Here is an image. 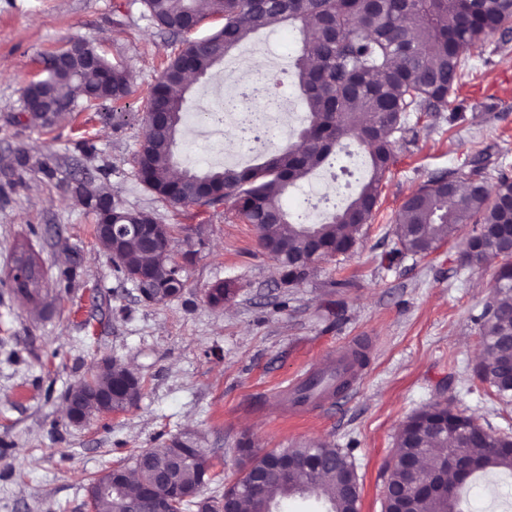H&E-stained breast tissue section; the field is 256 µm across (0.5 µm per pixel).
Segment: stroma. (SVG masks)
I'll return each mask as SVG.
<instances>
[{
    "label": "stroma",
    "mask_w": 512,
    "mask_h": 512,
    "mask_svg": "<svg viewBox=\"0 0 512 512\" xmlns=\"http://www.w3.org/2000/svg\"><path fill=\"white\" fill-rule=\"evenodd\" d=\"M223 24L210 16L173 35L150 21L140 0H0V512H88L93 479L191 434L212 463L203 497L221 498L239 477V443L259 454L315 443L349 453L360 512H383L385 468L413 412L446 402L490 433H512V407L500 405L475 371V318L492 299L496 260L460 263L468 224L425 257L399 250L393 233L403 202L434 177L476 167L491 186L512 177V96L502 94L512 88V31L467 50L462 86L447 105L411 113L406 131L393 134L395 162L355 252L316 263L287 288L232 201L174 206L135 177L145 97L164 62ZM75 38L129 72L131 95L63 114L48 129L24 121V92L41 78V58ZM300 49L293 25L261 30L190 86L187 112L222 111L228 81L235 103L255 109L249 91L274 68L283 73L276 97L304 113L293 66ZM214 130L185 123L176 171L216 167L217 145L238 134ZM21 154L30 162L18 172ZM369 175L367 153L348 138L282 204L296 221L323 219ZM80 183L168 225L175 256L195 250L178 297L144 302L115 272L95 237V213L74 192ZM315 183L322 194L308 197ZM21 245L40 263L44 305L22 299L7 277ZM336 279L351 285L333 287ZM221 284L231 293L211 304L209 293ZM360 345L367 354L361 378L321 406L301 411L275 398L287 381L334 369L343 348ZM104 359L141 377L142 396L127 412H97L74 425L65 396ZM461 499L474 512H512V476L475 474Z\"/></svg>",
    "instance_id": "1"
}]
</instances>
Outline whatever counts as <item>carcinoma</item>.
I'll return each mask as SVG.
<instances>
[{
  "mask_svg": "<svg viewBox=\"0 0 512 512\" xmlns=\"http://www.w3.org/2000/svg\"><path fill=\"white\" fill-rule=\"evenodd\" d=\"M148 17L160 29L175 32L191 21L202 22L217 15L224 26L216 32L189 41L170 57L159 80L150 88L146 108L166 104L169 124L165 132L145 134L135 155L136 177L159 199L172 205L201 203L200 182L224 188V199L232 200L237 211L256 226L260 247L277 262L285 285L307 277L301 259L307 254V238L314 232L317 244L341 255L356 244L360 224L370 221L378 203L380 187L394 163L390 137L404 130L410 112H433L448 103L462 76L463 50L474 47L499 29H512V0H271L256 8L252 0H141ZM299 26L302 48L294 62L301 99L306 109L299 133L304 151L285 148L272 153L262 164L245 168H223L203 175L184 172L171 178L176 137L183 124L186 65L195 76L205 75L240 43L261 29L280 22ZM56 54L44 59L45 75L53 110L41 119L51 126L66 112L77 108L78 98L88 102L119 100L132 93L125 70L99 57L96 68H87L74 56L65 68L54 65ZM354 138L368 151L370 177L359 194L325 221L310 224L291 220L282 198L288 188L319 167L343 139ZM512 192V179L503 174L495 187L482 193L470 189L464 174L453 172L429 180L402 205L395 235L401 249L427 256L455 235L463 224H507L509 211L503 202ZM82 203L98 210L106 207L112 224H151L145 213L124 209L112 194L84 192ZM106 251L117 248L124 263L116 270L135 283L145 270L152 272L156 296L163 302L180 294L184 282L180 267L162 251L141 261L143 254L132 234L109 242L100 240ZM494 248L489 239L475 238L463 249L465 265H482ZM29 271L20 292L30 302L41 296L40 277L33 255L18 257ZM476 321L480 344L488 356L479 371L481 380L503 400L512 399V267L502 269L495 284L491 305ZM142 380L130 392L120 379L112 382V411L125 412L140 400ZM441 404H430L410 415L400 430L396 452L407 464L390 466L387 483L399 484L407 492V512H461L459 488L448 496L415 498L409 495L422 478L420 462L433 450L450 458L473 462L472 473L494 470L512 472V437L487 435L475 442L451 433L437 439L422 427L438 413ZM286 454L297 471L285 484L275 475L281 454ZM257 468L267 473L263 491L246 495L242 502L249 512H272L276 501L314 493L327 500L331 512H356L360 487L348 454L336 448H279L267 454ZM169 471L179 487L202 491L213 481L211 464L199 448L179 441L153 452L146 466L133 457L128 472L137 476L112 477L108 471L94 479L89 492L97 494V512H130L151 493L155 474Z\"/></svg>",
  "mask_w": 512,
  "mask_h": 512,
  "instance_id": "obj_1",
  "label": "carcinoma"
}]
</instances>
